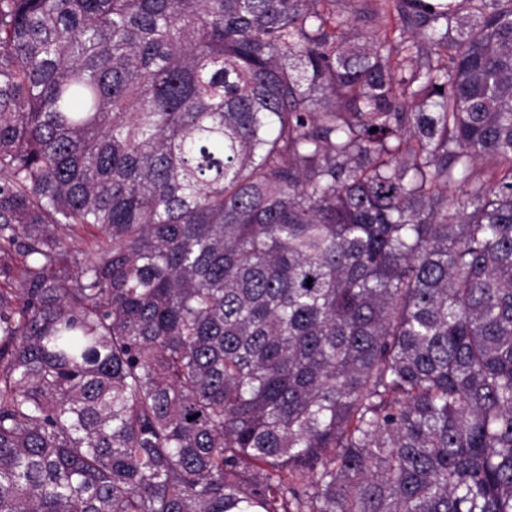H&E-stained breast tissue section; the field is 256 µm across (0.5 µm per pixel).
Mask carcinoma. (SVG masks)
<instances>
[{
  "instance_id": "carcinoma-1",
  "label": "carcinoma",
  "mask_w": 512,
  "mask_h": 512,
  "mask_svg": "<svg viewBox=\"0 0 512 512\" xmlns=\"http://www.w3.org/2000/svg\"><path fill=\"white\" fill-rule=\"evenodd\" d=\"M0 512H512V0H0Z\"/></svg>"
}]
</instances>
